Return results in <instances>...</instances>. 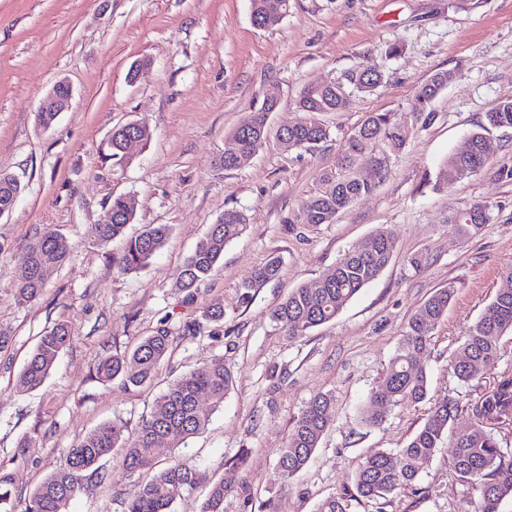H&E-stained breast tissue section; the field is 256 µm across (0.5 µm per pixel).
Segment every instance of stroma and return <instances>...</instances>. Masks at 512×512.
I'll list each match as a JSON object with an SVG mask.
<instances>
[{
	"instance_id": "35a3bbf8",
	"label": "stroma",
	"mask_w": 512,
	"mask_h": 512,
	"mask_svg": "<svg viewBox=\"0 0 512 512\" xmlns=\"http://www.w3.org/2000/svg\"><path fill=\"white\" fill-rule=\"evenodd\" d=\"M291 4L281 23L258 29L250 0H0V173L23 187L12 213L0 218V328L13 336L0 354V470L11 474L16 497H27L99 423L119 419L135 431L169 383L216 357L236 376L223 405L185 446L156 450L159 464L180 458L197 473L173 512H202L211 485L244 449L248 462L234 477L247 482L250 496L230 490L226 512H315L366 455L403 448L433 399L458 387L451 360L512 267V180L499 176L512 168V129L486 132L489 163L478 174L449 189L437 185L436 174L485 112L512 99V0ZM138 60L149 66L129 81ZM355 67L382 73L383 83L373 94H352L345 111L322 113L331 136L318 149L271 143L234 170L217 168L225 134L268 92L280 97L270 115L277 128L298 119L301 88L341 80ZM446 69L457 78L436 99L430 124L400 151L374 144L389 173L372 194L335 223L305 232L288 224L289 212L370 113L414 111L417 87ZM61 80L73 89L71 107L42 128L35 113ZM130 121L147 125L152 139L120 164L108 157L109 140L114 127ZM120 194L136 200L130 232L172 228L149 264L127 274L113 267L122 241L103 246L91 234ZM475 202L488 206L490 220L478 237L459 239L448 218ZM228 208L245 215L246 230L187 299L178 287L183 261ZM381 230L397 239L390 265L336 319L288 340L270 318L288 291L331 272ZM48 232L65 235L74 250L48 271L36 301L18 303L20 254ZM417 253L425 260L416 269L408 259ZM272 256L281 261L278 279L239 306L238 285ZM451 282L456 299L422 359L428 399L392 407L380 426H362L360 414L408 318ZM215 303L224 307L222 325L184 333L185 323ZM58 322L71 326L70 344L42 386L18 392L17 374L39 336ZM162 327L172 345L151 384L129 390L98 378L102 356L130 350ZM318 393L333 398L330 427L308 468L281 479L279 450ZM136 481L117 460L104 461L66 512H124ZM467 495L444 444L415 486L359 512H458Z\"/></svg>"
}]
</instances>
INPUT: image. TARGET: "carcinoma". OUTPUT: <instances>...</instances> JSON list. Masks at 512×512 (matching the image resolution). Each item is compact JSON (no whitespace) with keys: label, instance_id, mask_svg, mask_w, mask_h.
Instances as JSON below:
<instances>
[{"label":"carcinoma","instance_id":"obj_1","mask_svg":"<svg viewBox=\"0 0 512 512\" xmlns=\"http://www.w3.org/2000/svg\"><path fill=\"white\" fill-rule=\"evenodd\" d=\"M289 9L290 0H251L252 24L260 29L267 24L274 26ZM451 74V70H440L418 87L415 111L370 115L351 134L336 165L323 170L315 190L288 213L286 223L304 229L332 224L355 201L372 193L387 173L386 160L371 154L373 144L382 141L393 152L402 149L418 125L433 120L431 104L447 87ZM382 81L381 74H367L356 67L346 72L341 82L304 86L296 100L302 120L286 131L271 129L268 120L273 104L262 101L226 133L224 152L217 159V167L225 171L238 168L239 157L253 155L271 138L288 150L318 148L330 137L319 113L344 111L350 94H370ZM501 128H512V99L497 103L485 113L480 131L469 138V151L449 155L440 166L436 184L449 188L480 172L488 163L483 150L484 132ZM129 134L128 124L113 130L109 159L131 161L125 153ZM21 192L19 181L0 173L1 208H13ZM134 218L130 199L116 196L104 220L92 225L93 237L101 244L122 237ZM488 220L487 205L474 203L456 212L450 218V227L455 235L467 240L479 234ZM245 228L243 213L233 208L224 210V215L210 225L186 257L178 287L189 292L211 276L224 257L225 247ZM170 232L167 224H151L127 238L118 269L131 272L147 266L163 248ZM73 248L69 239L52 233L31 241L20 256L28 275L17 285L18 301L28 304L37 300L45 288L42 270L63 264ZM396 250L397 241L392 234L386 231L374 234L364 247L342 255L333 273L308 280L289 292L272 311L271 319L290 340L307 335L334 320L362 288L384 271ZM279 269L277 256L259 266L236 288L239 304H249L258 290L277 276ZM456 292L455 283H448V287L437 289L409 317L396 351L362 412L364 425L382 424L391 406L402 401L419 403L426 399L428 373L420 359L430 349L432 334L447 316ZM509 334H512V291H500L469 328L452 361L456 382L467 386L479 382L484 372L505 356L503 339ZM72 335L69 325L58 323L40 336L17 377L16 388L21 392L39 388ZM170 341L169 331L159 329L144 337L132 350L101 358L96 373L102 380L117 381L126 389L144 386L153 379L166 357ZM233 382L234 374L222 357L183 374L157 398L156 412L143 420L136 432H126L125 425L117 421L97 425L67 449L64 463L22 502L15 499L10 474L0 471V512H64L68 502L81 492L86 477L97 473L100 462L111 456L119 458L123 470L131 475L149 474L148 479L134 485L124 512H172L173 504L193 489L196 472L180 459L156 468L157 444L164 439L177 447L203 430L209 421V410L224 403ZM204 397L210 401L208 410L200 402ZM331 403L329 395L318 393L294 420L277 459L276 467L282 477L295 476L310 462L329 427ZM463 414L473 419L474 424L464 431H453L454 420ZM508 421H512V374L500 376L491 390L481 392L474 399L465 400L451 388L434 399L425 421L399 451V462H394L393 455L385 450L366 456L349 481L336 494L322 500L316 512H356L357 505L365 501L375 504L387 501L415 485L422 469L445 439L453 448L457 480L475 492V497L464 500L461 512H499L502 501L512 499V449L503 446L496 433V428ZM231 481L230 477L222 478L212 485L203 512H225L224 499Z\"/></svg>","mask_w":512,"mask_h":512}]
</instances>
